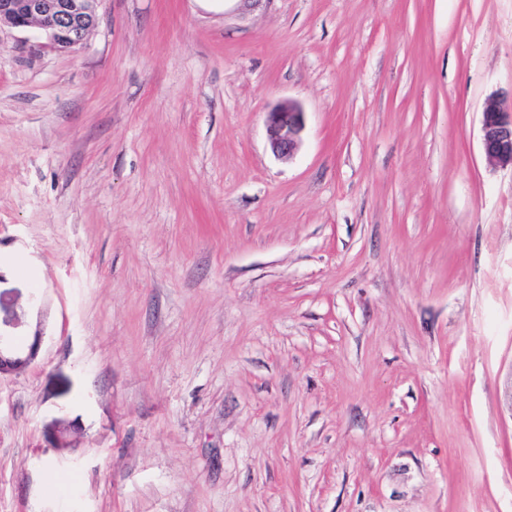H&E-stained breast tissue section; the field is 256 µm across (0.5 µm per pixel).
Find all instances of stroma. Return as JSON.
Segmentation results:
<instances>
[{
	"label": "stroma",
	"instance_id": "obj_1",
	"mask_svg": "<svg viewBox=\"0 0 512 512\" xmlns=\"http://www.w3.org/2000/svg\"><path fill=\"white\" fill-rule=\"evenodd\" d=\"M98 14L0 27V512H512V0ZM482 148L491 167H512V94L493 96L482 112ZM304 128V112L292 101H285L267 112V142L272 154L280 159L291 158L299 148ZM9 335H3L0 318V377L2 374H18L29 367L37 358L41 336H33L26 348L9 344Z\"/></svg>",
	"mask_w": 512,
	"mask_h": 512
}]
</instances>
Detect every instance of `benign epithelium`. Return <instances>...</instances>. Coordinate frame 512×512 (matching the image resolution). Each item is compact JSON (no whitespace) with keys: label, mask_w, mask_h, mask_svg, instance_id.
Returning <instances> with one entry per match:
<instances>
[{"label":"benign epithelium","mask_w":512,"mask_h":512,"mask_svg":"<svg viewBox=\"0 0 512 512\" xmlns=\"http://www.w3.org/2000/svg\"><path fill=\"white\" fill-rule=\"evenodd\" d=\"M101 0H0V26L41 29L51 48L73 52L81 48L98 20ZM305 128L299 105L285 101L266 115L267 142L272 154L291 158ZM482 148L491 167L512 166V98L493 96L482 112ZM41 337L25 348L9 344L0 333V375L18 374L37 358Z\"/></svg>","instance_id":"7a95c632"}]
</instances>
